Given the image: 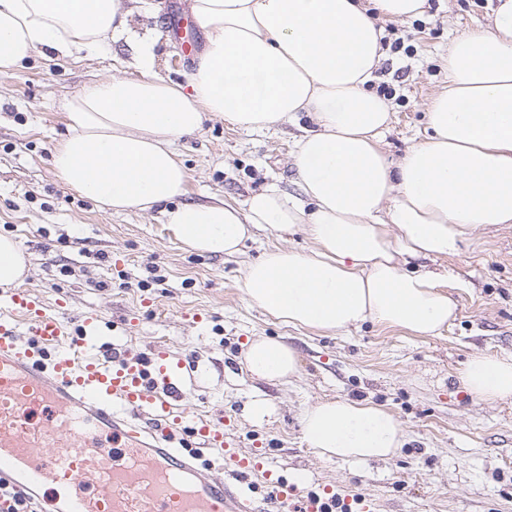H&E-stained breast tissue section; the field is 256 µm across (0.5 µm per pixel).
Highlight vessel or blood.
Returning <instances> with one entry per match:
<instances>
[{"label": "vessel or blood", "instance_id": "b4317fda", "mask_svg": "<svg viewBox=\"0 0 512 512\" xmlns=\"http://www.w3.org/2000/svg\"><path fill=\"white\" fill-rule=\"evenodd\" d=\"M11 304L36 345L0 318V483L66 482L59 512H326L329 497L305 496L299 483L264 472L271 495L255 502L242 485L259 469L229 451L231 480L194 464L172 445L179 428L201 448H224V420L176 413L184 365L159 351L150 359L97 352L101 318L72 319L64 302L48 303L27 288Z\"/></svg>", "mask_w": 512, "mask_h": 512}]
</instances>
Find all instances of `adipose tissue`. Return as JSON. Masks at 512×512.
Here are the masks:
<instances>
[{
  "label": "adipose tissue",
  "mask_w": 512,
  "mask_h": 512,
  "mask_svg": "<svg viewBox=\"0 0 512 512\" xmlns=\"http://www.w3.org/2000/svg\"><path fill=\"white\" fill-rule=\"evenodd\" d=\"M425 4L192 0L208 37L186 82L158 77L152 43L136 45L139 77L100 79L65 101L55 174L115 212L162 207L175 239L200 254H237L261 229L304 231L310 252L275 247L243 272L249 303L284 323L340 332L371 320L440 335L455 304L442 275L411 262L456 253L480 226L512 224V0H498L488 27L449 42L430 134L394 166L379 147L390 107L369 85L383 21L422 15ZM129 32L120 0H0V75L43 48L78 56ZM210 112L254 131L306 113L313 125L294 153L300 196L270 185L241 207L185 201L174 144ZM246 361L267 381L299 372L295 350L264 337ZM461 383L480 399L512 398V355H472ZM301 427L309 447L339 459H385L403 444L397 418L367 402H318Z\"/></svg>",
  "instance_id": "ef3b65f1"
}]
</instances>
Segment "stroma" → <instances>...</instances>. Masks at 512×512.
<instances>
[{"label":"stroma","mask_w":512,"mask_h":512,"mask_svg":"<svg viewBox=\"0 0 512 512\" xmlns=\"http://www.w3.org/2000/svg\"><path fill=\"white\" fill-rule=\"evenodd\" d=\"M191 0H124L131 30L149 39L155 73L184 80L195 66L186 46L205 35ZM490 0H427L422 16L395 22L398 47L372 81L389 101L391 123L380 145L390 163L427 135L425 112L448 83V41L487 25ZM138 77L134 51L120 40L92 55L63 58L38 50L0 76V234L24 250L22 287L61 299L71 318L93 311L112 344L143 358L166 352L184 361L179 409L224 416L240 451L285 477L302 475L306 491L333 492L353 512H512V399L481 400L460 375L476 353L512 354V224L480 227L458 253L439 257L456 313L441 335L421 337L368 321L339 333L285 324L251 306L239 286L249 261L279 245L259 233L243 254L184 250L158 211L114 213L60 182L51 164L68 129L65 99L90 81ZM297 125L243 130L223 116L176 143L187 171L186 200L244 204L268 184L295 195ZM161 282H152V275ZM149 280L146 288L138 280ZM286 343L300 371L285 383L256 378L245 351L256 337ZM370 401L400 421L402 448L385 461H344L308 447L300 415L321 400ZM264 401L263 420L251 414Z\"/></svg>","instance_id":"1"}]
</instances>
